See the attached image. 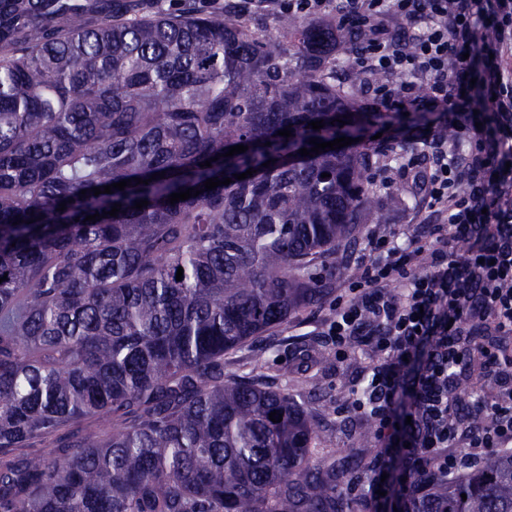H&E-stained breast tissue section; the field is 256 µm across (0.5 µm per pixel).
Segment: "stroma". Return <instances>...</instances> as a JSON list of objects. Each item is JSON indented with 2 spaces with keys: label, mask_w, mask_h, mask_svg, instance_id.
Masks as SVG:
<instances>
[{
  "label": "stroma",
  "mask_w": 512,
  "mask_h": 512,
  "mask_svg": "<svg viewBox=\"0 0 512 512\" xmlns=\"http://www.w3.org/2000/svg\"><path fill=\"white\" fill-rule=\"evenodd\" d=\"M409 161L415 169H424L420 146L408 144L395 153L384 148L374 156L365 173L366 180L393 189L403 203L389 208L380 197L371 198L365 223L354 225L340 246L347 266H355L358 258L367 253L372 232L402 237L411 233L414 225L429 221L422 190L401 169ZM346 281L343 275L321 279L325 290L321 303L299 310L287 323L271 329L254 344L226 355L224 369L288 390L315 419L324 467H337L343 470L345 479L351 480L367 473L379 449L372 423L350 408L364 363L356 353L345 362H337L328 354L323 336L324 324L333 314V301Z\"/></svg>",
  "instance_id": "35a3bbf8"
}]
</instances>
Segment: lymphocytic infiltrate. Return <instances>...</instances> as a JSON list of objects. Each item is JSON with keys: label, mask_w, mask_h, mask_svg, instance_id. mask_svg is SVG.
<instances>
[{"label": "lymphocytic infiltrate", "mask_w": 512, "mask_h": 512, "mask_svg": "<svg viewBox=\"0 0 512 512\" xmlns=\"http://www.w3.org/2000/svg\"><path fill=\"white\" fill-rule=\"evenodd\" d=\"M275 2L362 31L339 50L381 78L364 111L440 113L459 144L418 124L433 221L405 243L370 239L324 331L337 361L369 356L350 408L380 451L347 490L370 512H413L434 480L512 451V0ZM489 378L496 391L481 394ZM465 385L480 396L464 412Z\"/></svg>", "instance_id": "1"}]
</instances>
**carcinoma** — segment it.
Wrapping results in <instances>:
<instances>
[{
  "mask_svg": "<svg viewBox=\"0 0 512 512\" xmlns=\"http://www.w3.org/2000/svg\"><path fill=\"white\" fill-rule=\"evenodd\" d=\"M278 28L200 0H0V512H346L310 412L224 372L322 299L305 272L346 273L370 200L346 111L363 78L331 60L359 32ZM339 137L355 142L299 154ZM214 177L232 182L170 204ZM91 417L119 426L76 430ZM419 512H512V454Z\"/></svg>",
  "mask_w": 512,
  "mask_h": 512,
  "instance_id": "1",
  "label": "carcinoma"
}]
</instances>
